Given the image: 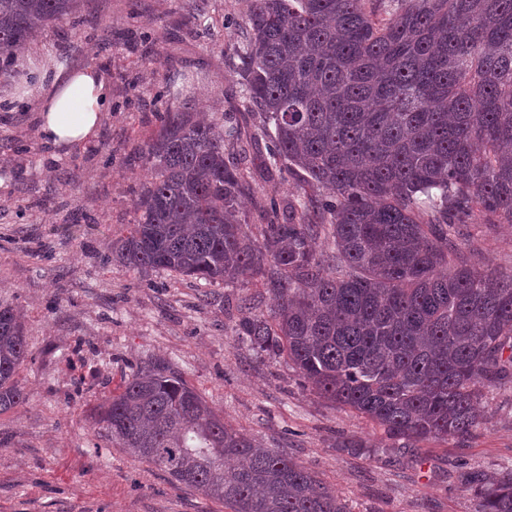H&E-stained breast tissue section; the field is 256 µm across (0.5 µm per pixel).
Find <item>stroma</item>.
Returning a JSON list of instances; mask_svg holds the SVG:
<instances>
[{
  "instance_id": "stroma-1",
  "label": "stroma",
  "mask_w": 512,
  "mask_h": 512,
  "mask_svg": "<svg viewBox=\"0 0 512 512\" xmlns=\"http://www.w3.org/2000/svg\"><path fill=\"white\" fill-rule=\"evenodd\" d=\"M184 2L80 0L76 20L26 45L104 72L111 99L94 139L54 151L31 102L0 110V307L21 313L28 343L17 375L27 400L0 414V512H228L98 434L93 409L153 364L329 484L351 512H474L459 474L512 469L511 386L486 390L488 420L472 436L403 449L303 388L285 359L234 335L241 298L271 303L260 279L205 286L113 261L146 181L139 155L158 127L160 94L177 82L192 111L241 109L223 51L241 39L246 0H207L200 20ZM250 181L241 210L254 225L263 201L293 185L258 170ZM464 254L478 268L512 271V227L476 232Z\"/></svg>"
}]
</instances>
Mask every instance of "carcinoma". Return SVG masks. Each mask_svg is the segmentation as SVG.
I'll list each match as a JSON object with an SVG mask.
<instances>
[{"instance_id": "obj_1", "label": "carcinoma", "mask_w": 512, "mask_h": 512, "mask_svg": "<svg viewBox=\"0 0 512 512\" xmlns=\"http://www.w3.org/2000/svg\"><path fill=\"white\" fill-rule=\"evenodd\" d=\"M79 2L0 0V77ZM244 26L230 56L246 112L211 122L181 91L164 102L113 259L142 275L260 277L272 305L242 299L234 327L254 351L390 439L471 435L482 390L512 384V272L462 258L475 218L512 224V0H247ZM257 167L298 187L269 199L258 238L240 215ZM27 356L21 316L0 307V413L26 400ZM94 421L231 512H349L159 365ZM461 484L476 512H512V470L470 468Z\"/></svg>"}]
</instances>
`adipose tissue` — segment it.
Returning a JSON list of instances; mask_svg holds the SVG:
<instances>
[{
	"instance_id": "1",
	"label": "adipose tissue",
	"mask_w": 512,
	"mask_h": 512,
	"mask_svg": "<svg viewBox=\"0 0 512 512\" xmlns=\"http://www.w3.org/2000/svg\"><path fill=\"white\" fill-rule=\"evenodd\" d=\"M37 102L39 132L45 145L60 149L95 136L111 94L105 75L92 66H44L23 89Z\"/></svg>"
}]
</instances>
